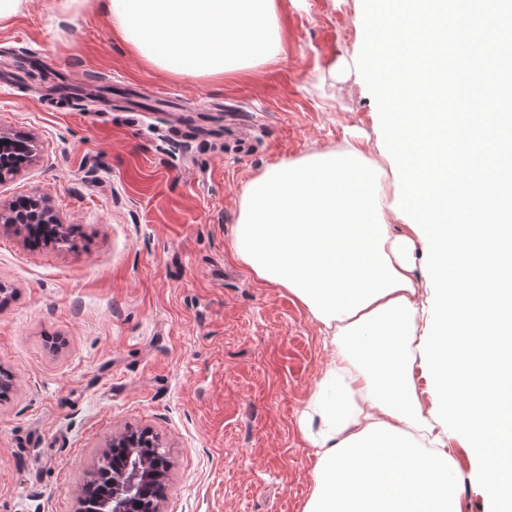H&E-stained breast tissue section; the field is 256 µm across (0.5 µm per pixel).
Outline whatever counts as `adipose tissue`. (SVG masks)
Listing matches in <instances>:
<instances>
[{"label":"adipose tissue","mask_w":512,"mask_h":512,"mask_svg":"<svg viewBox=\"0 0 512 512\" xmlns=\"http://www.w3.org/2000/svg\"><path fill=\"white\" fill-rule=\"evenodd\" d=\"M127 46L175 75L221 76L281 51L279 0H91ZM433 70L410 73L411 118L387 132L404 192L385 205L360 144L264 169L248 185L236 259L286 289L335 348L299 418L313 450L303 512H459L458 442L488 477L494 512H512V336L503 331L508 249L481 210L512 159L477 182L448 170V115L422 106ZM428 247V299L416 242ZM436 312L425 320L427 312ZM432 387L422 402L415 371Z\"/></svg>","instance_id":"adipose-tissue-1"}]
</instances>
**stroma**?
I'll return each mask as SVG.
<instances>
[{
	"instance_id": "stroma-1",
	"label": "stroma",
	"mask_w": 512,
	"mask_h": 512,
	"mask_svg": "<svg viewBox=\"0 0 512 512\" xmlns=\"http://www.w3.org/2000/svg\"><path fill=\"white\" fill-rule=\"evenodd\" d=\"M25 0L0 27V132L35 156L0 208L39 198L69 230L0 227V512H78L127 428L167 449L163 512H303L314 455L299 417L333 356L324 327L235 258L242 197L266 167L363 136L400 196L355 68L362 0H280L278 60L221 77L147 65L87 5ZM96 77L97 96L78 77ZM460 512H490L478 462Z\"/></svg>"
}]
</instances>
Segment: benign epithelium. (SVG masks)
<instances>
[{"label": "benign epithelium", "mask_w": 512, "mask_h": 512, "mask_svg": "<svg viewBox=\"0 0 512 512\" xmlns=\"http://www.w3.org/2000/svg\"><path fill=\"white\" fill-rule=\"evenodd\" d=\"M25 145L22 140L0 133V181L17 174L20 167L7 164L8 155ZM0 224L21 233L28 224H54L58 235L65 234L64 225L44 211L39 204L30 208V213L17 214L12 208L8 212L0 211ZM140 432L131 431L112 439V447L127 449L121 467L112 472V493L95 503L94 485L87 484L82 499V512H162L165 499L167 475L171 467L169 460L152 461L135 455L133 448Z\"/></svg>", "instance_id": "1"}]
</instances>
